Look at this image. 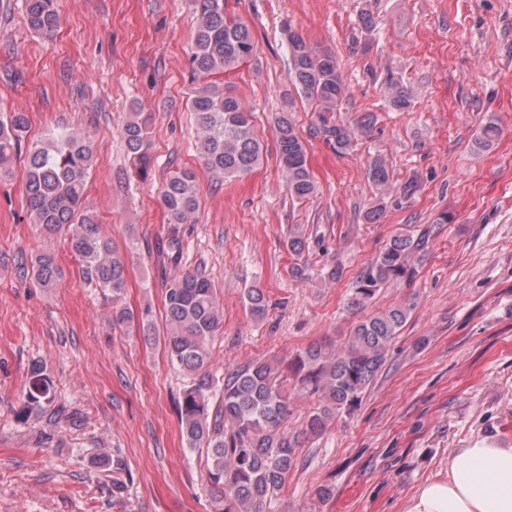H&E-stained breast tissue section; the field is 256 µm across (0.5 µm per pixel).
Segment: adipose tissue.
<instances>
[{
    "instance_id": "1",
    "label": "adipose tissue",
    "mask_w": 512,
    "mask_h": 512,
    "mask_svg": "<svg viewBox=\"0 0 512 512\" xmlns=\"http://www.w3.org/2000/svg\"><path fill=\"white\" fill-rule=\"evenodd\" d=\"M402 512H512V441L457 449L447 476L423 482Z\"/></svg>"
}]
</instances>
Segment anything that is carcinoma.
Masks as SVG:
<instances>
[{
  "label": "carcinoma",
  "mask_w": 512,
  "mask_h": 512,
  "mask_svg": "<svg viewBox=\"0 0 512 512\" xmlns=\"http://www.w3.org/2000/svg\"><path fill=\"white\" fill-rule=\"evenodd\" d=\"M190 62L206 82L189 101L204 166L220 178H243L259 164L263 145L255 133L252 112L233 90L211 77L233 69L255 50L248 28L224 16V0H196ZM28 27L50 34L58 25L54 0H25ZM289 78L320 112L337 110L345 93L339 65L330 52H319L299 35H288ZM390 103L411 105V94L401 82L386 81ZM373 117L365 115L349 125L322 124L321 133L338 153H346L366 136ZM148 112H133L121 131L135 174L145 180L150 168ZM28 118L14 112L0 119V179L12 173ZM501 128L492 119L473 140L476 151L490 149ZM278 161L288 196L304 200L314 195L315 184L307 166L305 144L294 124L277 121ZM95 161L93 143L73 134H54L27 156L26 205L32 223L49 234L72 229L68 247L78 260L85 280L112 294V325L122 326L133 315L119 305L126 287V258L101 234L95 219L83 211L86 179ZM369 176L379 192L391 185L386 161L374 158ZM162 204L171 224H187L199 206L194 176L176 173L166 181ZM426 233L394 237L375 256L357 282L350 301L360 307L381 285L407 280L413 263L425 256ZM33 275L42 288H55L58 269L49 256L39 257ZM251 315L267 312L261 289L246 294ZM411 306L395 305L355 324L344 345L328 350L311 344L289 362L275 366L252 362L217 377L208 369L207 342L220 329L223 312L211 280L186 273L165 289L166 341L170 363L183 370L188 382L178 403L179 423L186 447L202 449L207 457V486L213 492L214 512H266L275 493L284 485L295 464L297 437L286 421L292 400L316 401L308 414L306 432L322 433L339 413H351L384 366L388 348L405 324ZM52 399L47 381L32 372L26 393L31 412Z\"/></svg>",
  "instance_id": "obj_1"
}]
</instances>
